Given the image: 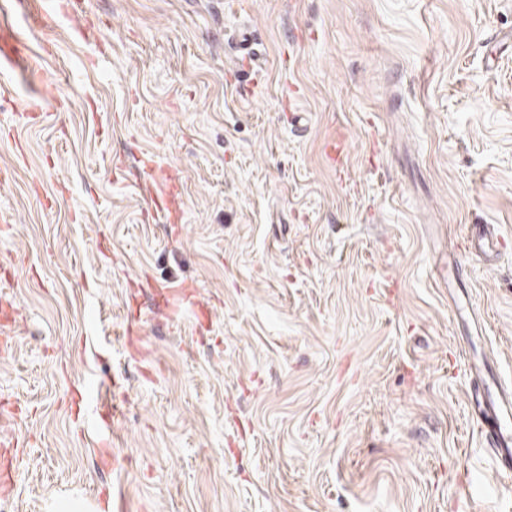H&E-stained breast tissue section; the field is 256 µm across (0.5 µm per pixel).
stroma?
<instances>
[{
    "label": "stroma",
    "mask_w": 512,
    "mask_h": 512,
    "mask_svg": "<svg viewBox=\"0 0 512 512\" xmlns=\"http://www.w3.org/2000/svg\"><path fill=\"white\" fill-rule=\"evenodd\" d=\"M0 21L31 58L0 86L9 512H512L464 371L490 349L512 382V0ZM47 79L60 119H22ZM472 224L496 261L464 251Z\"/></svg>",
    "instance_id": "1"
}]
</instances>
